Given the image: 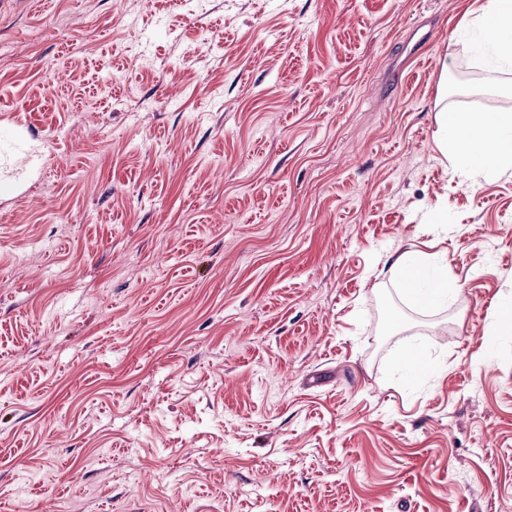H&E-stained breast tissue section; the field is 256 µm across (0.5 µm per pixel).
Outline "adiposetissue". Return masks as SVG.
Segmentation results:
<instances>
[{
    "mask_svg": "<svg viewBox=\"0 0 512 512\" xmlns=\"http://www.w3.org/2000/svg\"><path fill=\"white\" fill-rule=\"evenodd\" d=\"M469 26L477 29L500 67H512V0H484L470 13ZM439 145L450 150L453 166L472 172L512 170V113L486 112L465 117L440 113Z\"/></svg>",
    "mask_w": 512,
    "mask_h": 512,
    "instance_id": "1",
    "label": "adipose tissue"
}]
</instances>
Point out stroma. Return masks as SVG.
<instances>
[{
  "label": "stroma",
  "mask_w": 512,
  "mask_h": 512,
  "mask_svg": "<svg viewBox=\"0 0 512 512\" xmlns=\"http://www.w3.org/2000/svg\"><path fill=\"white\" fill-rule=\"evenodd\" d=\"M475 3L0 0V512H512V176L436 142L512 113ZM25 149L19 134L13 127L0 126V162L4 166L16 153ZM389 272L391 278L402 285L410 297H422L417 288L424 271L420 265L411 262L406 253L399 255L390 263Z\"/></svg>",
  "instance_id": "35a3bbf8"
}]
</instances>
